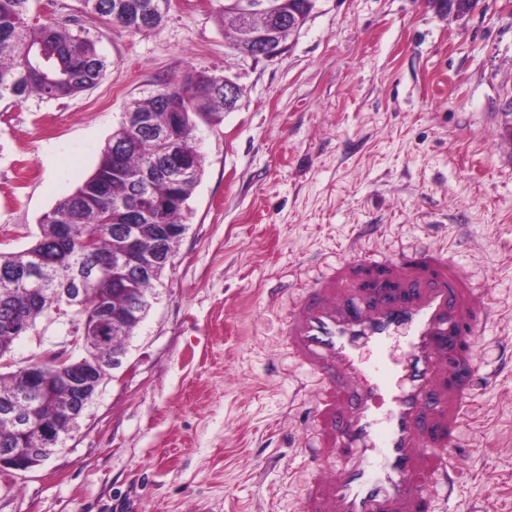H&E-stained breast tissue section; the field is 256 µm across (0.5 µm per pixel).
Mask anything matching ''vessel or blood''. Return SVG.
Returning a JSON list of instances; mask_svg holds the SVG:
<instances>
[{
  "label": "vessel or blood",
  "instance_id": "1",
  "mask_svg": "<svg viewBox=\"0 0 512 512\" xmlns=\"http://www.w3.org/2000/svg\"><path fill=\"white\" fill-rule=\"evenodd\" d=\"M490 307L432 250L348 257L290 311L293 357L321 381L314 412L336 464L303 512H433L457 491L456 432Z\"/></svg>",
  "mask_w": 512,
  "mask_h": 512
}]
</instances>
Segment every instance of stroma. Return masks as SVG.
I'll use <instances>...</instances> for the list:
<instances>
[{"mask_svg":"<svg viewBox=\"0 0 512 512\" xmlns=\"http://www.w3.org/2000/svg\"><path fill=\"white\" fill-rule=\"evenodd\" d=\"M212 0H172L130 32L79 0L33 16L83 29L109 67L92 90L0 105V250L90 176L131 100L190 72L244 93L199 124L204 171L174 265L66 447L0 493V512H301L319 475L316 376L283 334L344 257L448 253L495 310L459 433L456 498L512 512V0H319L280 56L231 48Z\"/></svg>","mask_w":512,"mask_h":512,"instance_id":"stroma-1","label":"stroma"}]
</instances>
